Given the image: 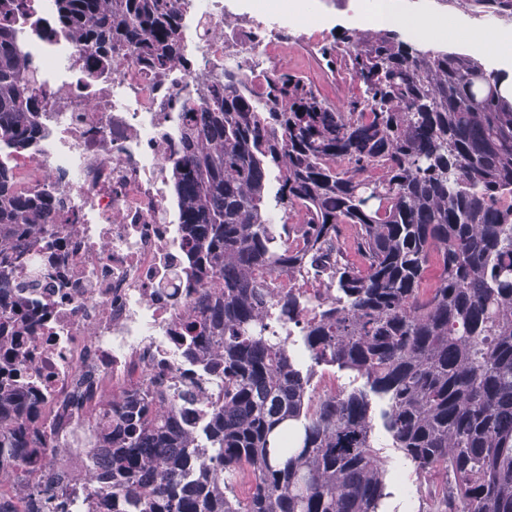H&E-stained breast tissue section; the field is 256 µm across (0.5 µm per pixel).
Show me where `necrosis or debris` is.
Wrapping results in <instances>:
<instances>
[{"mask_svg":"<svg viewBox=\"0 0 512 512\" xmlns=\"http://www.w3.org/2000/svg\"><path fill=\"white\" fill-rule=\"evenodd\" d=\"M265 0H177L178 37L186 65L160 75L131 54L89 76L86 50L53 31L51 0H29L12 25L22 38L32 77L47 106L48 134L24 159L8 157L15 187L54 189V224L65 244L35 242L12 281L11 295L35 320L16 337L18 362L37 393L38 422L68 432L74 455L45 451L61 484L77 486L70 512H96L89 470L104 468L90 447L87 399L147 386L155 367L190 423L204 425L221 380L205 361L186 355L181 331L197 314L185 288L179 216L168 196L178 158L183 98L206 100L209 83L241 69L258 84L273 69L268 47L291 51L290 31H308L315 48L322 16L302 0L272 12Z\"/></svg>","mask_w":512,"mask_h":512,"instance_id":"1","label":"necrosis or debris"}]
</instances>
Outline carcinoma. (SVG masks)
Instances as JSON below:
<instances>
[{
  "label": "carcinoma",
  "mask_w": 512,
  "mask_h": 512,
  "mask_svg": "<svg viewBox=\"0 0 512 512\" xmlns=\"http://www.w3.org/2000/svg\"><path fill=\"white\" fill-rule=\"evenodd\" d=\"M27 2L0 0V145L13 153L41 133L44 106L11 24ZM175 2L54 0L55 19L91 65L130 52L165 71L181 54ZM341 49L361 93L340 106L286 69L249 92L226 69L205 106L183 103L172 180L205 306L188 344L224 388L206 446L160 385L88 400L91 439L111 458L91 476L99 512H380L372 395L416 491L448 475L426 512H512V102L479 60L394 31L354 30L322 54ZM475 71L483 84L468 79ZM274 169L275 201L307 218L281 228L300 244L275 240L267 222ZM53 212L49 191L16 192L0 165V279L30 240L56 244ZM431 265L440 274L428 285ZM262 269L322 277L265 288ZM274 314L299 327L314 363L355 372L366 389L311 388ZM27 316L0 295V463L16 464L27 512H69L75 489L51 486L40 461L63 443L32 417L8 348Z\"/></svg>",
  "instance_id": "obj_1"
}]
</instances>
